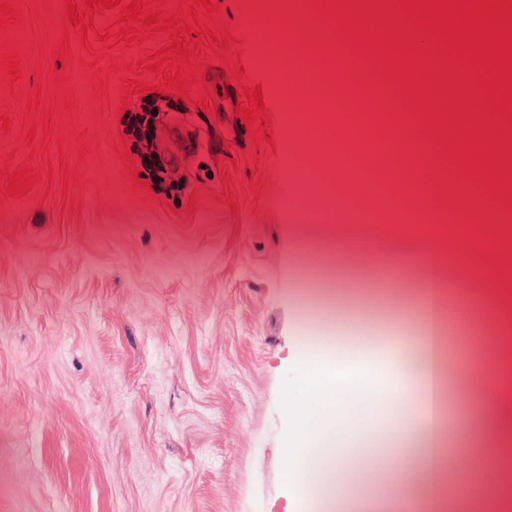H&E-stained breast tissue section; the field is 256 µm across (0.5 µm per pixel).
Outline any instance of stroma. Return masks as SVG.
I'll return each mask as SVG.
<instances>
[{"label":"stroma","mask_w":512,"mask_h":512,"mask_svg":"<svg viewBox=\"0 0 512 512\" xmlns=\"http://www.w3.org/2000/svg\"><path fill=\"white\" fill-rule=\"evenodd\" d=\"M44 17L22 6L18 26L0 28L23 74L0 71V512H290L282 481L295 435L288 400L299 339L366 334L420 344V283L446 281L447 465L443 489L456 512H503L507 488L493 468L512 451V427L488 428L493 448L472 432L468 368L486 361L512 368L501 340L512 337V206L493 200L452 166L443 147L385 63L337 36L321 15L297 11L299 40L332 46L337 64L303 53L262 27L241 0H212L230 32L221 56L197 70L186 106L201 135L198 155L179 165L187 190L171 195L135 187L138 159L120 108L136 105L124 80L161 78L137 61L166 48L168 31L143 43L105 47L99 30L119 17L95 16L81 38L63 28V0H45ZM70 43L66 64L55 48ZM320 70L344 111L365 113L391 136L409 207L377 196L373 149L355 135L344 168L324 136L327 113L310 109L274 67ZM241 59L245 89L261 87L267 141L254 126L224 135V114L201 107L199 84H235L223 67ZM117 64L107 89L95 67ZM63 67L72 109L51 107ZM40 90L53 110L48 139L28 137L26 99ZM36 171L28 195H6L7 169ZM76 186L63 185L64 176ZM333 206V223L303 221L300 197ZM443 197L446 219L481 226L478 239H445L432 262L422 222L427 199ZM359 208L348 209L349 199ZM496 253L499 267L484 258ZM382 456L367 482L344 476L337 501L369 498L381 512H406L425 492L428 469L409 454L414 432L379 434Z\"/></svg>","instance_id":"35a3bbf8"}]
</instances>
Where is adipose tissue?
<instances>
[{
	"mask_svg": "<svg viewBox=\"0 0 512 512\" xmlns=\"http://www.w3.org/2000/svg\"><path fill=\"white\" fill-rule=\"evenodd\" d=\"M441 286L434 281L424 296L418 369L407 374L405 382L370 385L369 400L363 403L353 396V374L335 362L307 361L296 368L299 445L291 451L293 465L283 473L285 484L295 491L294 512H307L316 492L334 493L339 474L353 471L357 462L376 459L379 449L359 447L358 440L379 430L399 432L414 425L424 444L425 465L433 474L441 473V355L433 316ZM371 402L391 406L392 419L382 425L369 419Z\"/></svg>",
	"mask_w": 512,
	"mask_h": 512,
	"instance_id": "1",
	"label": "adipose tissue"
}]
</instances>
